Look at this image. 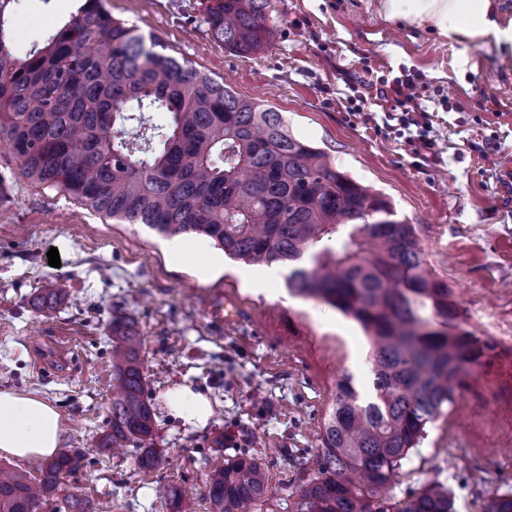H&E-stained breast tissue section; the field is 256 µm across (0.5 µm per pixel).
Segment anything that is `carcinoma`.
<instances>
[{"instance_id": "1", "label": "carcinoma", "mask_w": 512, "mask_h": 512, "mask_svg": "<svg viewBox=\"0 0 512 512\" xmlns=\"http://www.w3.org/2000/svg\"><path fill=\"white\" fill-rule=\"evenodd\" d=\"M62 27L19 56L17 0H0V150L35 184L54 187L118 224L163 238L195 234L247 265L288 268L287 285L360 324L371 344L372 390L349 375L321 422L316 468L300 479L290 512H455L452 491L432 481L403 500L390 491L426 427L494 349L461 327L448 284L426 266L415 228L392 204L326 154L294 137L281 113L244 99L189 60L160 52L106 0H76ZM272 0H212L204 23L224 48L247 57L266 44ZM162 112L166 123H150ZM68 289H46L47 313ZM109 426L98 448L138 449L157 468L154 410L133 320L115 315ZM84 456L39 462V477L0 465V512H40ZM267 492L265 467L248 450L209 474V512H237ZM63 512H99L77 491ZM483 512H512L489 495Z\"/></svg>"}]
</instances>
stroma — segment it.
<instances>
[{
    "label": "stroma",
    "mask_w": 512,
    "mask_h": 512,
    "mask_svg": "<svg viewBox=\"0 0 512 512\" xmlns=\"http://www.w3.org/2000/svg\"><path fill=\"white\" fill-rule=\"evenodd\" d=\"M273 34L242 57L208 31L203 0H108L113 18L160 39L168 54L225 78L241 97L281 112L291 133L412 224L433 273L446 282L465 326L493 344L454 408L428 424L403 460L399 499L437 479L456 512H481L485 497L512 494V59L493 44L448 45L424 27L387 22L377 0H274ZM74 0H19L15 49L25 53L70 15ZM411 73L432 115L431 148L413 154L402 125H388L368 80ZM191 249L174 253V245ZM165 239L138 224L105 223L69 195L23 177L0 152V389L38 393L60 412L63 450L85 466L64 477L111 512H169L161 491L183 493L184 512H208L209 473L247 448L266 470L267 495L242 512H288L319 452L321 416L350 374L369 392V344L360 327L285 278L256 288L265 267L225 257L209 240ZM57 248L60 267L49 266ZM66 283L49 316L31 307ZM237 307L225 321V303ZM132 317L164 461L142 473L136 451L105 453L113 312ZM188 384L207 393V427L184 430L162 404ZM223 447H216V439Z\"/></svg>",
    "instance_id": "stroma-1"
}]
</instances>
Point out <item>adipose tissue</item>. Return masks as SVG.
<instances>
[{"label": "adipose tissue", "instance_id": "obj_1", "mask_svg": "<svg viewBox=\"0 0 512 512\" xmlns=\"http://www.w3.org/2000/svg\"><path fill=\"white\" fill-rule=\"evenodd\" d=\"M378 13L389 22L425 27L449 44L494 42L512 57V19L503 20L495 0H379ZM170 416L196 428L213 416V405L190 386L178 385L165 395ZM62 445L61 415L40 396L0 389V454L21 461L54 455Z\"/></svg>", "mask_w": 512, "mask_h": 512}]
</instances>
